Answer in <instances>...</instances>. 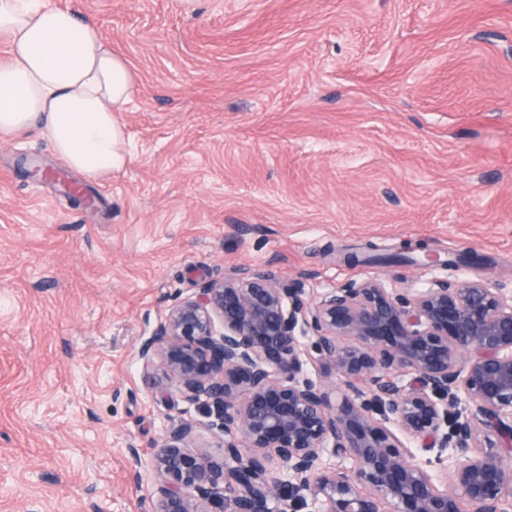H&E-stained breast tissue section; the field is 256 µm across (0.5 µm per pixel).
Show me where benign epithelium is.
<instances>
[{
	"mask_svg": "<svg viewBox=\"0 0 512 512\" xmlns=\"http://www.w3.org/2000/svg\"><path fill=\"white\" fill-rule=\"evenodd\" d=\"M307 335L341 398L308 377ZM138 354L224 432L216 457L185 446L191 423L171 425L151 512H296L308 498L314 512H504L512 499V287L375 280L310 302L304 282L258 265L202 282ZM275 459L287 480L270 475Z\"/></svg>",
	"mask_w": 512,
	"mask_h": 512,
	"instance_id": "benign-epithelium-1",
	"label": "benign epithelium"
}]
</instances>
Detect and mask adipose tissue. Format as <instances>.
Returning a JSON list of instances; mask_svg holds the SVG:
<instances>
[{
	"mask_svg": "<svg viewBox=\"0 0 512 512\" xmlns=\"http://www.w3.org/2000/svg\"><path fill=\"white\" fill-rule=\"evenodd\" d=\"M0 140L38 133L90 179L128 162L134 74L98 27L48 0H0Z\"/></svg>",
	"mask_w": 512,
	"mask_h": 512,
	"instance_id": "ef3b65f1",
	"label": "adipose tissue"
}]
</instances>
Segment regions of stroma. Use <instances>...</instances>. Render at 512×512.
I'll return each instance as SVG.
<instances>
[{
	"label": "stroma",
	"mask_w": 512,
	"mask_h": 512,
	"mask_svg": "<svg viewBox=\"0 0 512 512\" xmlns=\"http://www.w3.org/2000/svg\"><path fill=\"white\" fill-rule=\"evenodd\" d=\"M52 2L134 71L130 158L87 182L36 134L0 141V512H149L127 450L181 420L223 452L138 357L205 280L512 282V0ZM410 243L475 263L363 260Z\"/></svg>",
	"instance_id": "1"
}]
</instances>
